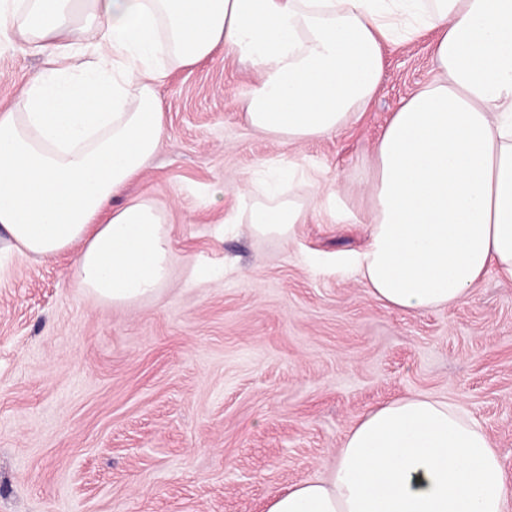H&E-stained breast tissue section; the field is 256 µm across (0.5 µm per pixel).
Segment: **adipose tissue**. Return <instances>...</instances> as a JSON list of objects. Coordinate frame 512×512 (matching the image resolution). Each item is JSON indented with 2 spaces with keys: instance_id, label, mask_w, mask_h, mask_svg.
<instances>
[{
  "instance_id": "ef3b65f1",
  "label": "adipose tissue",
  "mask_w": 512,
  "mask_h": 512,
  "mask_svg": "<svg viewBox=\"0 0 512 512\" xmlns=\"http://www.w3.org/2000/svg\"><path fill=\"white\" fill-rule=\"evenodd\" d=\"M439 30L436 76L404 101L365 168L364 201L299 162L245 188L230 224L291 237L313 211L366 222L343 258L370 294L404 312L458 305L489 270L512 280V0H0V47L45 69L0 112V251L44 260L78 248L74 287L123 306L156 298L173 255L163 211L126 199L165 136L171 70L219 53L259 78L250 126L301 144L354 124L378 91L382 44ZM512 484L495 443L460 403L417 393L365 413L327 476L266 512H505Z\"/></svg>"
}]
</instances>
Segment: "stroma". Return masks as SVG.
I'll return each instance as SVG.
<instances>
[{
	"label": "stroma",
	"mask_w": 512,
	"mask_h": 512,
	"mask_svg": "<svg viewBox=\"0 0 512 512\" xmlns=\"http://www.w3.org/2000/svg\"><path fill=\"white\" fill-rule=\"evenodd\" d=\"M435 38L385 44L361 119L299 145L250 127L258 75L238 58L168 75L167 136L129 194L165 213L172 283L117 307L72 286L76 250L0 260V512H265L326 475L360 416L417 392L471 412L512 482V281L492 272L455 307L392 311L336 266L364 225L316 213L289 242L221 228L238 188L291 160L356 186L392 113L433 78ZM42 68L25 46L0 49V108Z\"/></svg>",
	"instance_id": "stroma-1"
}]
</instances>
